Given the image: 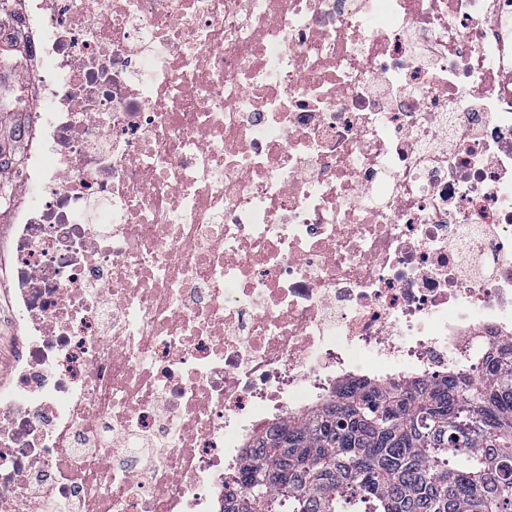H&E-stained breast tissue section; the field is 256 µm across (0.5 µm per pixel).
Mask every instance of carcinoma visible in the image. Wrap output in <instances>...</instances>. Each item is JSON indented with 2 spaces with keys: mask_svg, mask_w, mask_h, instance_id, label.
<instances>
[{
  "mask_svg": "<svg viewBox=\"0 0 512 512\" xmlns=\"http://www.w3.org/2000/svg\"><path fill=\"white\" fill-rule=\"evenodd\" d=\"M23 0H0V186L14 190L27 139L30 46ZM224 512H512V348L407 385L336 384L333 400L260 434Z\"/></svg>",
  "mask_w": 512,
  "mask_h": 512,
  "instance_id": "1",
  "label": "carcinoma"
}]
</instances>
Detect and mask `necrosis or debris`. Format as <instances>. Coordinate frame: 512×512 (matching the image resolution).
Returning <instances> with one entry per match:
<instances>
[{"instance_id":"necrosis-or-debris-1","label":"necrosis or debris","mask_w":512,"mask_h":512,"mask_svg":"<svg viewBox=\"0 0 512 512\" xmlns=\"http://www.w3.org/2000/svg\"><path fill=\"white\" fill-rule=\"evenodd\" d=\"M0 512H224L337 382L512 344V0H36Z\"/></svg>"}]
</instances>
